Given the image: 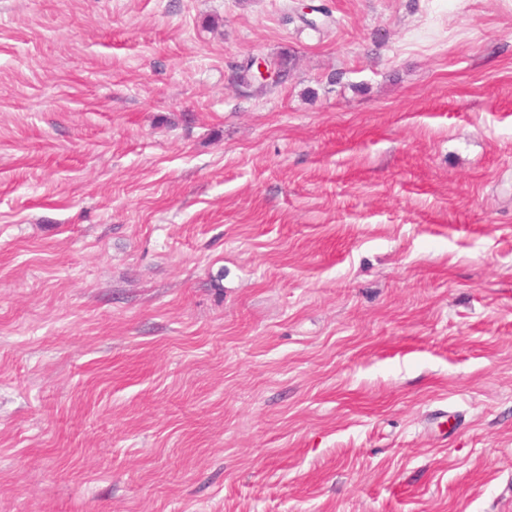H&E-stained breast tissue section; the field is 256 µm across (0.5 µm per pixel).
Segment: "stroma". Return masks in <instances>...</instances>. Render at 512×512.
I'll return each mask as SVG.
<instances>
[{"label": "stroma", "mask_w": 512, "mask_h": 512, "mask_svg": "<svg viewBox=\"0 0 512 512\" xmlns=\"http://www.w3.org/2000/svg\"><path fill=\"white\" fill-rule=\"evenodd\" d=\"M0 512H512V0H0Z\"/></svg>", "instance_id": "35a3bbf8"}]
</instances>
